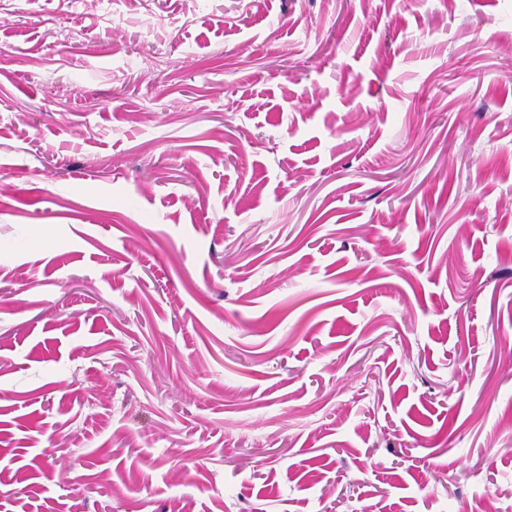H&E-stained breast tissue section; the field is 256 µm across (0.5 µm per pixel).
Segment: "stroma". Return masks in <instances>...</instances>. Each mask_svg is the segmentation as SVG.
I'll return each mask as SVG.
<instances>
[{
	"label": "stroma",
	"instance_id": "obj_1",
	"mask_svg": "<svg viewBox=\"0 0 512 512\" xmlns=\"http://www.w3.org/2000/svg\"><path fill=\"white\" fill-rule=\"evenodd\" d=\"M0 512H512V0H0Z\"/></svg>",
	"mask_w": 512,
	"mask_h": 512
}]
</instances>
